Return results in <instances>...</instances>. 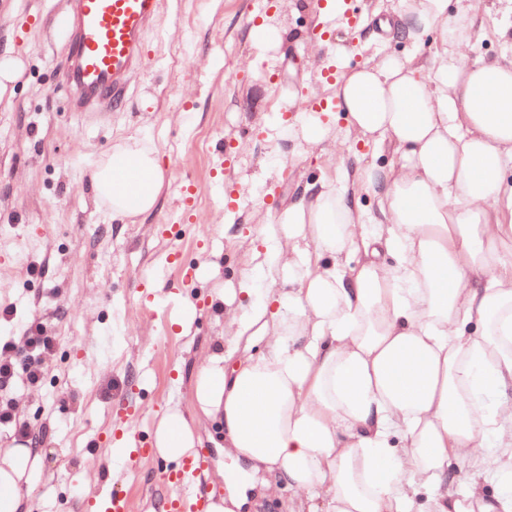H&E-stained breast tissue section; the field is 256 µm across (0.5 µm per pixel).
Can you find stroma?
Segmentation results:
<instances>
[{"instance_id":"stroma-1","label":"stroma","mask_w":512,"mask_h":512,"mask_svg":"<svg viewBox=\"0 0 512 512\" xmlns=\"http://www.w3.org/2000/svg\"><path fill=\"white\" fill-rule=\"evenodd\" d=\"M165 0L149 36V55L122 107L95 120L72 112L59 73L64 34L56 20L66 0H0V56L22 55L24 76L0 101V308L13 318L0 334L23 341L35 326L56 338L40 386L24 380L1 392L40 440L42 512H74L85 492L123 489L142 512L161 501L158 472L136 469L97 451L96 438L117 421V407L137 411L152 430L170 406L189 409L196 367L230 336L212 300L240 280L239 261L264 251L260 228L317 176L353 184L357 158L292 146L279 156L271 138L300 123L297 92L326 98L320 72L391 54L432 60L440 44L380 40L372 28L399 0H365L364 20L347 38L344 0L315 11L311 0ZM286 29L277 48L250 39L261 19ZM470 58L512 61L497 36L512 27V0H486ZM137 136L154 144L165 170L157 210L137 224L112 221L90 181L93 162L113 141ZM235 158V180L220 167L219 144ZM198 190L194 223L181 253L194 270L184 283L164 261L158 224L178 223L174 199L184 182ZM234 190L236 206L224 207ZM150 277L154 309L134 284Z\"/></svg>"}]
</instances>
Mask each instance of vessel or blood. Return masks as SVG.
Returning <instances> with one entry per match:
<instances>
[{"instance_id":"b4317fda","label":"vessel or blood","mask_w":512,"mask_h":512,"mask_svg":"<svg viewBox=\"0 0 512 512\" xmlns=\"http://www.w3.org/2000/svg\"><path fill=\"white\" fill-rule=\"evenodd\" d=\"M162 6L163 0H71L70 13L62 17L68 39L61 82L71 94L74 112H109L125 100L131 75L144 65L147 39ZM119 431L131 448V467L161 463L164 512H209L208 498L188 490L191 480L207 468L204 452L163 462L143 432L127 423ZM134 509L129 496L114 493L101 503L83 506L81 512Z\"/></svg>"}]
</instances>
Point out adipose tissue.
<instances>
[{
    "label": "adipose tissue",
    "mask_w": 512,
    "mask_h": 512,
    "mask_svg": "<svg viewBox=\"0 0 512 512\" xmlns=\"http://www.w3.org/2000/svg\"><path fill=\"white\" fill-rule=\"evenodd\" d=\"M480 2L401 0L380 25L436 36L432 62L389 56L332 85L347 133L394 155L357 169L381 219L367 230L324 178L261 228L270 286L247 312L217 293L233 336L200 363L191 412L159 417L158 456L200 447L204 418L269 496L290 492L288 512H512L511 479L451 488L465 462L512 447V404L494 399L512 388V61L466 56ZM91 177L115 221L159 205L164 169L139 138ZM42 466L35 448L0 449V512H37Z\"/></svg>",
    "instance_id": "ef3b65f1"
}]
</instances>
